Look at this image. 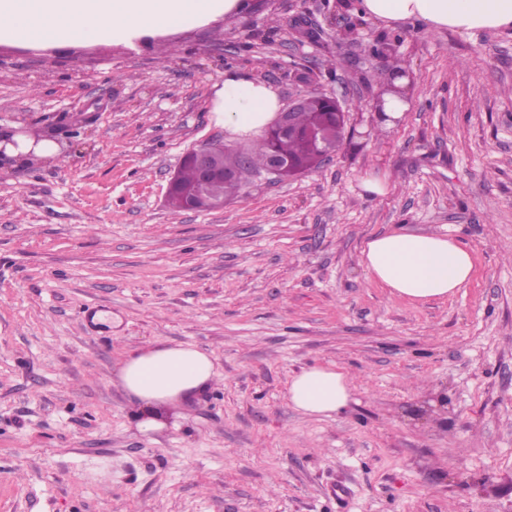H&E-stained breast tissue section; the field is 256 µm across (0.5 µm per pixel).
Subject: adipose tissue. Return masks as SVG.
<instances>
[{"label": "adipose tissue", "instance_id": "adipose-tissue-1", "mask_svg": "<svg viewBox=\"0 0 512 512\" xmlns=\"http://www.w3.org/2000/svg\"><path fill=\"white\" fill-rule=\"evenodd\" d=\"M243 0H0V41L54 45L140 38L209 22L241 11ZM362 14L410 21L423 29L462 33L512 27V0H359ZM217 122L233 135H263L280 110L277 90L249 74L228 70L213 87ZM360 263L392 294L413 302L445 299L473 276L472 253L446 234L393 231L370 237ZM220 374L215 358L188 344L150 347L130 354L119 371L122 389L147 416L142 432L158 430L155 408L179 404L207 389ZM288 400L303 415L331 417L352 401L351 381L340 368L315 366L295 374Z\"/></svg>", "mask_w": 512, "mask_h": 512}]
</instances>
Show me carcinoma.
Wrapping results in <instances>:
<instances>
[{
  "label": "carcinoma",
  "mask_w": 512,
  "mask_h": 512,
  "mask_svg": "<svg viewBox=\"0 0 512 512\" xmlns=\"http://www.w3.org/2000/svg\"><path fill=\"white\" fill-rule=\"evenodd\" d=\"M299 125L305 128H321L326 132L327 147L336 150L346 138V121L343 116L335 112L333 106L324 98L312 96L310 105L297 115ZM280 154L291 162V169L284 174L288 178L298 172H304L318 167L317 151L305 138L281 137L275 141L266 138L260 139L249 153V167L240 168L241 154L224 149L220 152L224 168L228 170L240 169L239 176L233 181L219 180L208 189V194L217 199L232 200L242 197L243 175H255L266 165L271 153Z\"/></svg>",
  "instance_id": "1"
}]
</instances>
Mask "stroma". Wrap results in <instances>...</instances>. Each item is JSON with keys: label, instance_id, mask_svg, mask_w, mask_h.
<instances>
[{"label": "stroma", "instance_id": "1", "mask_svg": "<svg viewBox=\"0 0 512 512\" xmlns=\"http://www.w3.org/2000/svg\"><path fill=\"white\" fill-rule=\"evenodd\" d=\"M384 38L414 75L394 124L373 110L383 83L361 78ZM229 69L285 104L316 72L356 134L223 209L173 208L186 153L254 144L215 122ZM14 132L59 151L0 157V512H512V28L247 0L132 46L1 41L0 136ZM396 230L454 237L470 283L391 296L359 259ZM178 344L223 377L142 433L120 366ZM314 365L350 377L344 413L290 404Z\"/></svg>", "mask_w": 512, "mask_h": 512}]
</instances>
